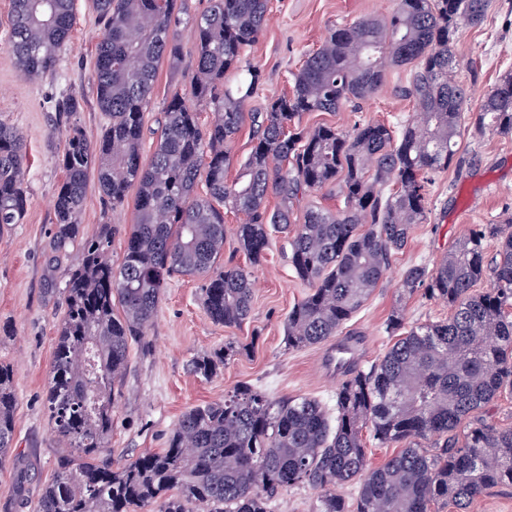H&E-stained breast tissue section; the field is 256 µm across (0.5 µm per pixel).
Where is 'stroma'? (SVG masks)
Masks as SVG:
<instances>
[{"mask_svg":"<svg viewBox=\"0 0 512 512\" xmlns=\"http://www.w3.org/2000/svg\"><path fill=\"white\" fill-rule=\"evenodd\" d=\"M209 0H186L190 17L205 11ZM398 0H269L263 38L246 48L245 60L257 65L263 81L248 105L264 111L268 101L289 91L293 75L306 54L317 50L329 30L365 18H387ZM12 0H0V121L19 130L25 140L27 207L20 223L0 230V363L14 371L16 407L12 447L0 460V512H36L39 493L52 481L62 455L50 429L45 391L58 328L64 316L63 288L78 260L70 249L55 266H48L55 229L53 202L64 178L57 163L64 137L56 124L54 105L67 95L80 99L76 119L90 137L99 136L106 117L96 104L93 81L95 50L103 25L90 0H75L70 39L55 74L24 79L9 52ZM188 21L179 27L181 58L158 64L151 105L144 114L141 156L150 161L164 108L174 92L187 90L194 66L195 41ZM454 47L455 78L470 89L458 150L447 170L433 174L428 187L426 219L416 225L407 245L396 252L390 269L347 327L360 334L358 362L366 367L392 344L386 320L403 305L406 325L447 319L446 304L414 295L398 298V284L413 265L434 268L441 258L478 224H496L512 215V134L474 127L479 104L505 73H512V0H490L484 21L460 29ZM412 69H390L383 87L362 111L304 114L303 125H328L345 130L377 120L400 130L415 120L413 103L401 97ZM137 187H130L122 206L107 207L96 177H89L81 212L85 235L115 226L107 253L120 264L126 237L136 222ZM252 311L237 327L213 323L202 306L203 280L176 277L165 288L143 342L129 353L126 373L112 406L114 463L160 451L183 412L194 405L223 399L235 386L247 383L270 397H312L326 407L335 404L339 378L328 358L335 341L302 349H287L284 321L308 293L290 263L289 247L273 234L264 260L253 268ZM234 341L247 348L210 379L196 376L194 357Z\"/></svg>","mask_w":512,"mask_h":512,"instance_id":"obj_1","label":"stroma"}]
</instances>
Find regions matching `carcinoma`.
I'll return each mask as SVG.
<instances>
[{"label":"carcinoma","mask_w":512,"mask_h":512,"mask_svg":"<svg viewBox=\"0 0 512 512\" xmlns=\"http://www.w3.org/2000/svg\"><path fill=\"white\" fill-rule=\"evenodd\" d=\"M8 49L20 72L53 71L74 23V0H12ZM104 32L94 79L107 124L96 140L68 124L54 201L52 258L74 244L80 262L64 288L65 315L46 392L52 430L76 450L57 461L37 512H268V503L299 483L319 491L315 512H429L440 501L459 512L485 490L512 485V427L475 414L512 393V217L471 228L435 268L407 269L400 296L416 293L448 303V319L405 327L395 309L386 332L397 337L363 368L343 367L336 416L311 397L273 399L241 384L224 400L187 408L166 447L115 466L108 455L115 389L131 343L144 339L164 288L175 276L205 279L202 304L216 324L232 327L250 315L252 272L218 267L224 254V209L245 217L237 251L259 263L271 235L288 239L295 274L310 292L285 321L286 344L325 343L369 298L395 252L426 219L432 174L456 154L468 90L454 78V38L477 26L489 0H399L385 22L362 19L330 29L294 75L291 94L264 112L246 111L261 70L244 51L264 36L267 0H209L192 19L196 56L190 93L174 92L164 110L149 163L141 160L143 112L150 106L158 62H180L178 0H92ZM412 66L401 94L419 121L394 136L366 121L351 133L306 128L308 112H338L376 93L391 67ZM215 113L199 124L196 105ZM251 119L254 144L231 181L230 145ZM512 134V74L501 77L479 107L475 129ZM26 146L0 122V229L20 223L27 207ZM102 197L123 205L139 188L136 224L122 262L107 257L108 232L80 233L88 178ZM204 180L206 193L196 192ZM338 188L344 207L317 206L301 222L293 204ZM279 205L269 210L268 198ZM498 249L487 257L484 243ZM486 280L489 288L474 289ZM119 303L122 316L114 314ZM247 352L234 341L196 356L205 379ZM12 368L0 363V459L12 447ZM470 420L463 436L458 428ZM400 450L368 463L364 431ZM358 484L347 500L337 488Z\"/></svg>","instance_id":"carcinoma-1"}]
</instances>
